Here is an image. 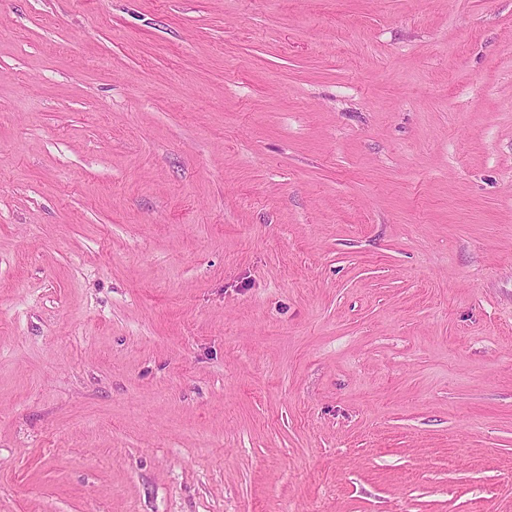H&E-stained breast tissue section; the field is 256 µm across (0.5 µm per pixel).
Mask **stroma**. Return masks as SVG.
<instances>
[{
    "mask_svg": "<svg viewBox=\"0 0 512 512\" xmlns=\"http://www.w3.org/2000/svg\"><path fill=\"white\" fill-rule=\"evenodd\" d=\"M0 512H512V0H0Z\"/></svg>",
    "mask_w": 512,
    "mask_h": 512,
    "instance_id": "obj_1",
    "label": "stroma"
}]
</instances>
